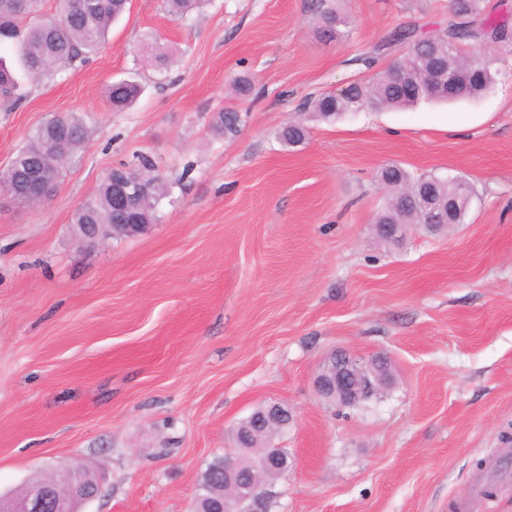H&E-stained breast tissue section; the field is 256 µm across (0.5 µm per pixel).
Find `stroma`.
I'll use <instances>...</instances> for the list:
<instances>
[{
    "label": "stroma",
    "mask_w": 512,
    "mask_h": 512,
    "mask_svg": "<svg viewBox=\"0 0 512 512\" xmlns=\"http://www.w3.org/2000/svg\"><path fill=\"white\" fill-rule=\"evenodd\" d=\"M345 8L351 32L330 38L310 0H207L179 20L131 0L97 52L0 111V167L50 116L88 130L39 206L0 201V494L82 467L99 480L83 512H192L239 422L280 402L292 467L270 512H512V478L476 492L512 433V39L486 45L496 78L478 98L327 123L307 101L386 69L401 47L358 59L396 29L431 33L449 0ZM146 42L175 63L139 55ZM122 79L143 91L115 112ZM221 109L242 117L235 138L213 130ZM297 119L308 135L286 146ZM142 154L172 185L157 222L87 242L77 208ZM390 163L467 181L464 222L381 241ZM335 350L388 358L383 393L323 399Z\"/></svg>",
    "instance_id": "stroma-1"
}]
</instances>
